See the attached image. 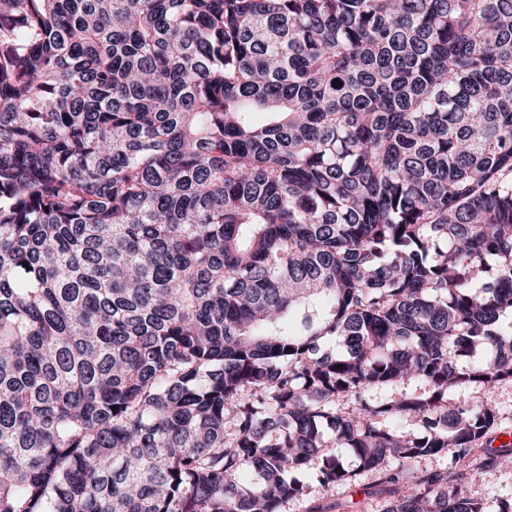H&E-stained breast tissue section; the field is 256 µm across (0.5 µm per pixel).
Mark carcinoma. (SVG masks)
<instances>
[{"mask_svg": "<svg viewBox=\"0 0 512 512\" xmlns=\"http://www.w3.org/2000/svg\"><path fill=\"white\" fill-rule=\"evenodd\" d=\"M505 382L512 0H0V512H512ZM492 403L498 412V431L494 434L492 448H512V385L496 389ZM503 437H508L503 442ZM464 487L472 495L489 500L512 496V466L502 467L494 478L485 483L469 479ZM369 481L340 489L329 496L313 493L288 505L287 512H380L381 501L371 493ZM338 505V507H336Z\"/></svg>", "mask_w": 512, "mask_h": 512, "instance_id": "cac0c4a2", "label": "carcinoma"}]
</instances>
